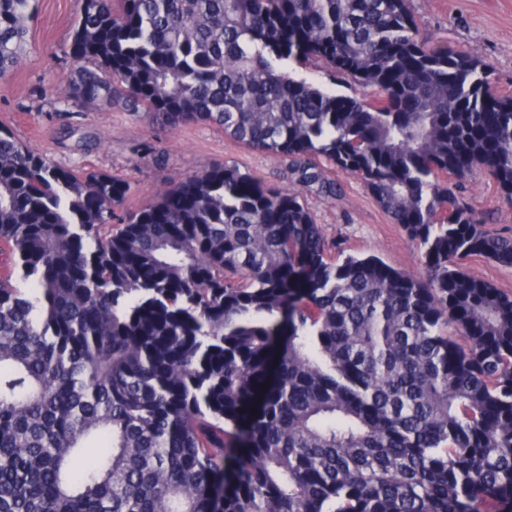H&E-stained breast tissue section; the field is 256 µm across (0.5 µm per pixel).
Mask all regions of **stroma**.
I'll return each mask as SVG.
<instances>
[{"label":"stroma","mask_w":512,"mask_h":512,"mask_svg":"<svg viewBox=\"0 0 512 512\" xmlns=\"http://www.w3.org/2000/svg\"><path fill=\"white\" fill-rule=\"evenodd\" d=\"M420 37L472 52L492 66V87L512 94V0H409ZM76 0H36L23 63L0 78V125L31 150L57 165L115 175L129 186L119 212L134 211L166 187L223 162L262 183L300 189L332 251L374 254L393 267L420 272L417 248L393 224L357 179L326 166L325 175L341 187L328 198L315 188H298L286 159L248 149L213 126L197 123L168 128L141 112L84 104L62 111L61 80L75 61L71 33ZM291 74L336 92L373 99L371 89L353 80L334 82L322 61L289 63ZM458 190L490 230L512 235V204L502 199L488 174L476 170Z\"/></svg>","instance_id":"1"}]
</instances>
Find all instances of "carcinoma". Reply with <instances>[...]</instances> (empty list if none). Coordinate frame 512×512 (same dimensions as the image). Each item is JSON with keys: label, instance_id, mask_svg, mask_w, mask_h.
I'll list each match as a JSON object with an SVG mask.
<instances>
[{"label": "carcinoma", "instance_id": "carcinoma-1", "mask_svg": "<svg viewBox=\"0 0 512 512\" xmlns=\"http://www.w3.org/2000/svg\"><path fill=\"white\" fill-rule=\"evenodd\" d=\"M35 0H0V77ZM58 103L207 123L334 198L356 177L422 273L334 259L297 190L216 163L128 192L0 126V512H512V268L456 182L512 203V96L408 0H78ZM317 58L376 103L288 71ZM258 415H250V409ZM464 267L470 275L512 295V268L501 266L483 257L468 258L464 261Z\"/></svg>", "mask_w": 512, "mask_h": 512}]
</instances>
